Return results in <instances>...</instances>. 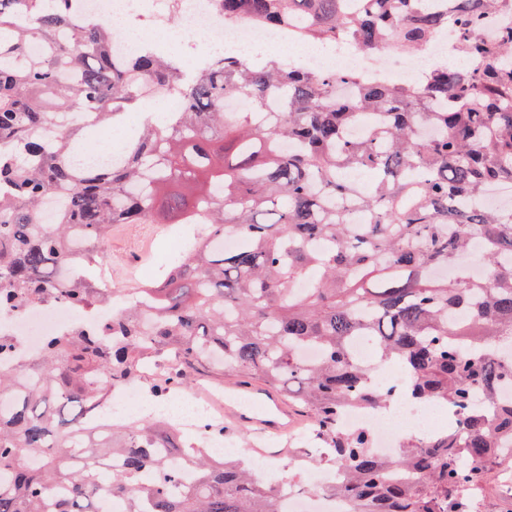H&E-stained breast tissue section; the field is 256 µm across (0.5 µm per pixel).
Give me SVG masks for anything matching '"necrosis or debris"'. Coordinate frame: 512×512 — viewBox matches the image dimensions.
<instances>
[{"instance_id": "4bbe7bcc", "label": "necrosis or debris", "mask_w": 512, "mask_h": 512, "mask_svg": "<svg viewBox=\"0 0 512 512\" xmlns=\"http://www.w3.org/2000/svg\"><path fill=\"white\" fill-rule=\"evenodd\" d=\"M86 11L110 18L122 15L125 20H151L160 17L162 10L157 0H83ZM166 11L177 16V38H197L203 50L223 44L226 50L242 59H251L257 50L274 44H287V30H272L255 24H228L215 6L214 0H193L189 9H178L176 0H168ZM450 30H442L426 46L423 54L409 55L398 48L384 46L376 52L352 50L350 44L337 42L324 53L306 57V64L316 70L333 69L339 72H361L381 75L398 83L412 82L431 60L445 57L452 39ZM111 320L109 308L93 313L73 308L68 303L26 305L0 313V334L15 343L13 354L0 357V367L22 369L39 356L42 343L49 336L71 334L75 326L104 329ZM404 371L396 365L381 369L373 378L374 384L389 390L391 400L387 408L373 406L345 410L340 425L350 431L368 428L374 435V450L387 455L399 449L405 437L428 439L439 431L442 409L437 405H418L408 402L398 393L404 381ZM224 403L214 391L195 387L176 391L166 407L157 403L138 386L125 385L108 395L105 412L112 417L135 420L142 416L164 413L184 433L194 435L199 447L216 457L233 454L232 442L217 433L201 434V422L217 424L223 416Z\"/></svg>"}]
</instances>
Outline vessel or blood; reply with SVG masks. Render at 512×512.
<instances>
[{
    "instance_id": "obj_1",
    "label": "vessel or blood",
    "mask_w": 512,
    "mask_h": 512,
    "mask_svg": "<svg viewBox=\"0 0 512 512\" xmlns=\"http://www.w3.org/2000/svg\"><path fill=\"white\" fill-rule=\"evenodd\" d=\"M290 412L273 389L255 383H235L224 388V424L241 431L266 435L287 433Z\"/></svg>"
}]
</instances>
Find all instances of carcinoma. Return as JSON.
I'll use <instances>...</instances> for the list:
<instances>
[{"label":"carcinoma","instance_id":"obj_1","mask_svg":"<svg viewBox=\"0 0 512 512\" xmlns=\"http://www.w3.org/2000/svg\"><path fill=\"white\" fill-rule=\"evenodd\" d=\"M224 16L293 26L299 39H352L406 52L452 28L464 62L397 85L215 50L193 69L150 44L112 59L113 32L82 0H0V307L100 301L98 283L55 281L73 252L88 267L111 252L115 224H205L191 252L112 312L111 335L51 336L28 368H0V512H281L295 485L266 480L245 453L214 458L162 419L103 420L96 402L153 366L163 397L220 366L259 380L308 414L341 468L322 493L349 512H477L472 492L512 463V210L483 203L512 185V0H217ZM40 43L45 52L30 54ZM149 83L177 90L178 112L149 117L111 166L69 158L136 103ZM227 99L247 104L228 112ZM358 122L362 138L347 137ZM56 128L51 142L41 129ZM368 171L371 187L352 181ZM70 194L52 224L43 198ZM365 223L352 222L353 209ZM232 236L236 243L220 242ZM484 276L461 267L471 239ZM156 301L142 310L139 295ZM371 337L397 362L403 391L448 410L454 426L379 456L369 429H338L348 407H383L373 365L352 350ZM315 346L313 363L299 352ZM481 391L486 407L471 406ZM181 454L193 480L166 458Z\"/></svg>","mask_w":512,"mask_h":512}]
</instances>
